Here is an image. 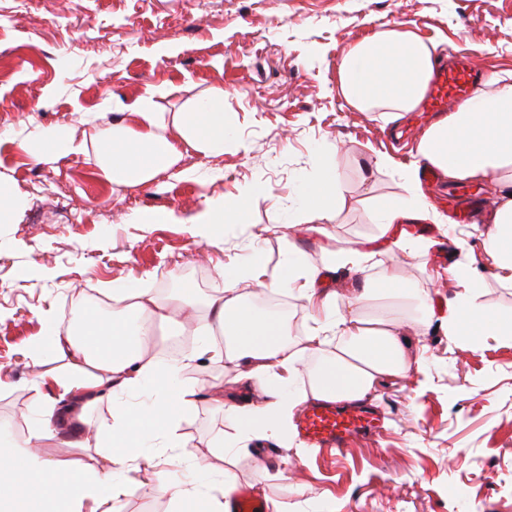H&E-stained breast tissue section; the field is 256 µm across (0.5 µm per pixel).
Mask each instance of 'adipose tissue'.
<instances>
[{"instance_id":"ef3b65f1","label":"adipose tissue","mask_w":512,"mask_h":512,"mask_svg":"<svg viewBox=\"0 0 512 512\" xmlns=\"http://www.w3.org/2000/svg\"><path fill=\"white\" fill-rule=\"evenodd\" d=\"M439 63L437 43L397 26L385 27L341 56L339 89L357 111L380 109L396 116L417 109ZM151 102V96L140 98L133 124L103 121L97 125L94 162L112 184H144L174 165L181 146L218 152L231 135L224 121L223 90L211 91L193 111L170 122L152 111ZM416 157L441 177L491 178L507 188L484 248L494 259L495 279L512 285V83L499 74L488 75L472 98L430 126ZM315 166L317 174L304 189L301 208L312 221L311 232L317 233L321 222L331 220L342 191L335 157H317ZM406 190L407 202L382 210V234L406 221L432 219L415 174H408ZM323 272V267L291 260L282 278L267 283L261 281L257 267L248 266L221 275L204 296L188 281L168 298L116 284L111 295L112 320L86 309L80 328L73 331L59 326L53 316H44V339L32 351L33 364H41L45 350L50 349L68 357L76 375L56 379L64 404L45 407L27 436L0 438V512H51L61 504L68 512H81L87 499L97 501L102 512H114L116 504L132 492L114 474L131 468L143 469L146 488L168 497L177 512L187 507L193 512H226V502L201 491L199 483L186 481L179 471L164 467L148 451L159 438L169 448L187 447L177 428L195 390L182 382L180 372L202 357L215 365H235L240 381L258 395L244 405L225 401L220 392L213 399L215 407L233 421L241 442L282 431L292 410L307 399L356 401L365 398L380 378L422 372L421 361L409 358L408 341L396 328L394 301L413 297L426 316H433L423 291L405 289L385 269L377 283H364L358 293L342 299L317 290ZM457 275L463 288L448 305L449 340L490 332L511 336L512 322L503 323L480 303L477 273L461 269ZM246 281L256 282L257 292L298 289L302 298L318 305L320 314L301 337H290L288 324L279 315L252 308L255 292L243 289ZM368 305L373 312L365 321L358 311ZM465 317L471 328L462 327ZM157 321L178 323L189 336L210 335L219 329L231 342L216 341L203 350H188L181 361L162 370L154 352L153 324ZM306 351L319 360L308 376V390L297 393L278 372H297ZM146 383L152 388L153 400L123 409L109 438L92 429L89 416L100 400L116 391L137 392ZM65 434L70 435L73 448L108 444L110 469L96 472L74 463L48 464L40 447Z\"/></svg>"}]
</instances>
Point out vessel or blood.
I'll use <instances>...</instances> for the list:
<instances>
[{
	"mask_svg": "<svg viewBox=\"0 0 512 512\" xmlns=\"http://www.w3.org/2000/svg\"><path fill=\"white\" fill-rule=\"evenodd\" d=\"M477 88L470 66L442 70L436 77L428 101L435 112L447 111L454 103L471 97ZM480 193L467 181H458L448 190L450 218L459 224L469 223L471 205ZM380 416L371 408L345 402H327L310 406L298 423V431L307 443L334 449L350 447L376 431Z\"/></svg>",
	"mask_w": 512,
	"mask_h": 512,
	"instance_id": "vessel-or-blood-1",
	"label": "vessel or blood"
}]
</instances>
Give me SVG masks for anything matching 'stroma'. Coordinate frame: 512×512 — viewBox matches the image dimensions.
<instances>
[{"label":"stroma","instance_id":"1","mask_svg":"<svg viewBox=\"0 0 512 512\" xmlns=\"http://www.w3.org/2000/svg\"><path fill=\"white\" fill-rule=\"evenodd\" d=\"M396 25L466 57L480 75L512 73V0H0V179L23 202L13 223L0 224V381L9 387L0 423L12 422V435L34 428L66 369L52 351L41 367L29 364L43 313L64 319L87 291L105 295L116 283L165 295L183 280L206 292L220 272L255 262L272 279L290 241L318 266L332 250L365 242L363 271L337 267L321 290L346 294L386 267L442 309L460 288L452 268L470 266L484 277L482 303L512 317V287L492 278L481 237L499 203L496 183L483 185L480 226L425 220L380 232V209L406 200L405 173L438 116L421 123L412 112L394 120L356 111L336 68L352 44ZM217 87L233 131L223 152L183 148L177 164L136 187L113 186L89 155L44 161L23 148L52 127L93 146L85 115L130 119L149 88L154 111L170 121ZM326 149L336 153L343 201L315 234L299 194ZM380 154L393 165L376 166ZM251 188L248 207L207 243L202 214ZM145 212L164 219L141 223ZM399 237L428 247L402 249ZM406 338L427 369L375 384L371 403L385 422L377 436L336 453L303 447L291 429L225 460L217 443L233 441L236 429L211 387L240 404L253 395L235 368L202 358L182 372L198 388L179 424L189 447L153 452L186 468L208 461L215 473L204 488L215 496L218 471L231 467L239 487L283 512H512V338L453 343L436 321Z\"/></svg>","mask_w":512,"mask_h":512}]
</instances>
